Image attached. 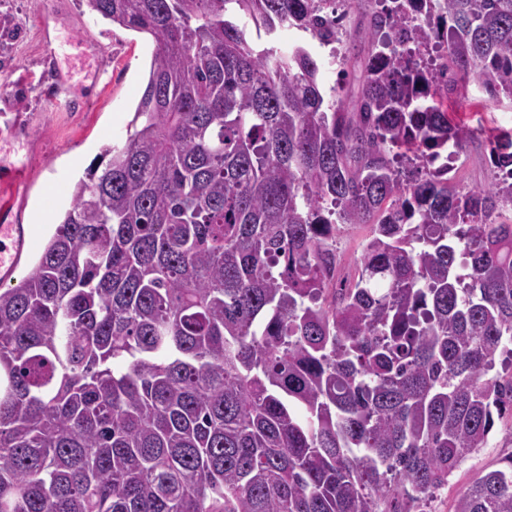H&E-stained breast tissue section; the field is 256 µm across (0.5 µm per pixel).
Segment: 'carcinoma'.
<instances>
[{
  "label": "carcinoma",
  "instance_id": "obj_1",
  "mask_svg": "<svg viewBox=\"0 0 512 512\" xmlns=\"http://www.w3.org/2000/svg\"><path fill=\"white\" fill-rule=\"evenodd\" d=\"M85 2L154 49L0 288V512H428L512 412V130L466 190L439 102L512 104V0ZM285 27L359 58L349 101ZM452 512H512V458ZM340 231L336 235V246L343 266L353 267L355 259L359 256L363 233L358 229L339 225Z\"/></svg>",
  "mask_w": 512,
  "mask_h": 512
}]
</instances>
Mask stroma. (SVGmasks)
I'll return each mask as SVG.
<instances>
[{"mask_svg":"<svg viewBox=\"0 0 512 512\" xmlns=\"http://www.w3.org/2000/svg\"><path fill=\"white\" fill-rule=\"evenodd\" d=\"M20 33L0 54V211L25 203L26 223L36 225L34 243L23 256L24 277L70 206L68 189L100 153L103 144L124 141L147 80L153 44L149 36L114 26L82 0H0ZM70 78L75 107L48 99L47 74ZM454 123L512 129V105H497L478 84L467 98L443 103ZM23 167L28 197L19 200L7 176ZM512 456V416L496 419L489 439L448 479L431 512H450L456 495Z\"/></svg>","mask_w":512,"mask_h":512,"instance_id":"obj_1","label":"stroma"}]
</instances>
